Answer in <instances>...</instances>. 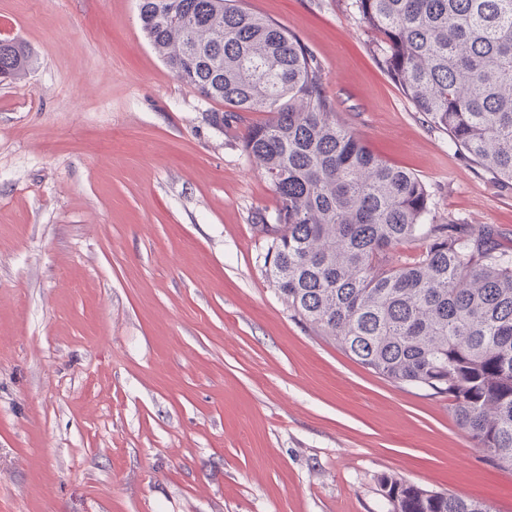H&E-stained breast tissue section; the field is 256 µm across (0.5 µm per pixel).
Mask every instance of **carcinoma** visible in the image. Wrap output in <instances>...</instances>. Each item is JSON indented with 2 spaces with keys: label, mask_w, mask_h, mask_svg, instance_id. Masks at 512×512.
<instances>
[{
  "label": "carcinoma",
  "mask_w": 512,
  "mask_h": 512,
  "mask_svg": "<svg viewBox=\"0 0 512 512\" xmlns=\"http://www.w3.org/2000/svg\"><path fill=\"white\" fill-rule=\"evenodd\" d=\"M172 74L229 112L266 119L243 150L277 195L267 278L294 315L374 373L448 398L476 447L512 472V251L488 225L432 224L414 174L337 116L321 63L242 0H137ZM383 70L456 149L512 183V0H357ZM33 55L0 40V78ZM390 512H493L393 475Z\"/></svg>",
  "instance_id": "1"
}]
</instances>
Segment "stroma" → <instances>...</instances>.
Masks as SVG:
<instances>
[{
    "label": "stroma",
    "mask_w": 512,
    "mask_h": 512,
    "mask_svg": "<svg viewBox=\"0 0 512 512\" xmlns=\"http://www.w3.org/2000/svg\"><path fill=\"white\" fill-rule=\"evenodd\" d=\"M320 60L339 116L422 180L435 223L494 226L512 184L380 67L356 0H247ZM33 69L0 83V512H388L390 474L512 512L448 400L389 382L269 283L277 205L144 40L136 0H0Z\"/></svg>",
    "instance_id": "stroma-1"
}]
</instances>
